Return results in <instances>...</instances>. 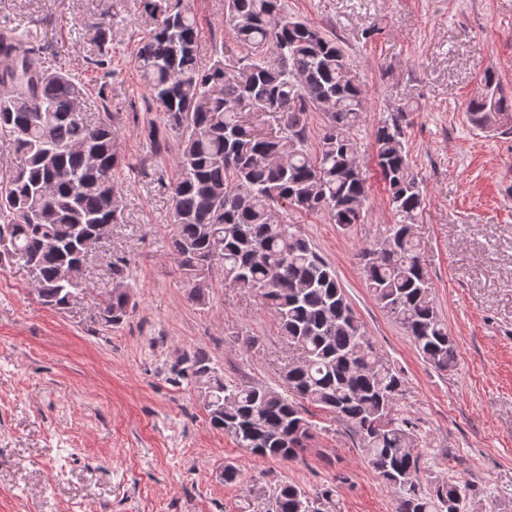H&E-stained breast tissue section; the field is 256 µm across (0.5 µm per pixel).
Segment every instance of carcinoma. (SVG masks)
<instances>
[{"mask_svg": "<svg viewBox=\"0 0 512 512\" xmlns=\"http://www.w3.org/2000/svg\"><path fill=\"white\" fill-rule=\"evenodd\" d=\"M142 3L157 18L135 53L162 113L164 129H148L152 154L168 151L164 131L181 134L171 248L190 297L205 303L217 261L224 286L253 289L273 312L283 341L300 351L283 368V394L225 380L202 351L185 355L179 375L209 393L210 425L251 454L288 462L313 436L303 407L309 402L347 425L368 467L396 494V512H461L459 485L423 486L415 434L397 414L404 392L399 371L367 338L335 269L282 217L293 208L340 226L365 219L369 186L355 139L365 98L343 49L285 13L281 0H225L224 24L246 53L228 56L221 46L204 65L194 11L183 0ZM86 97V85L70 72L43 66L37 33L0 25V138L15 155L13 164L0 167V231L9 234L0 264L22 270L39 299L58 310L82 287L85 241L123 218L115 115L88 118ZM313 111L323 115L315 150L307 121ZM406 117L400 109L375 126L376 165L398 222L358 259L380 307L426 363L446 372L457 347L412 232L424 194L405 147ZM467 118L480 129L512 121V97L496 71H485ZM125 279L126 267L113 265L102 307L109 325L128 315ZM248 492L262 501L263 512H321L330 495L325 490L312 498L287 482Z\"/></svg>", "mask_w": 512, "mask_h": 512, "instance_id": "obj_1", "label": "carcinoma"}]
</instances>
